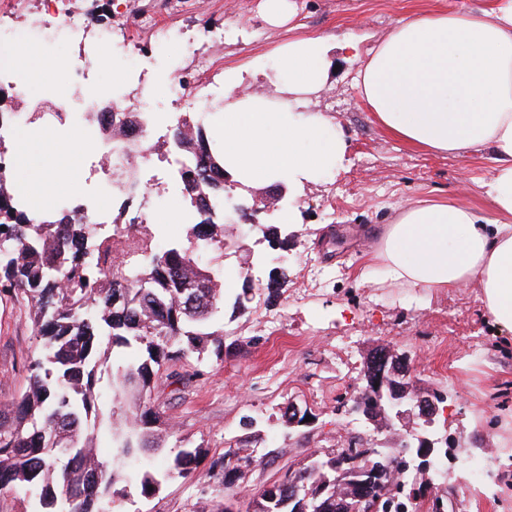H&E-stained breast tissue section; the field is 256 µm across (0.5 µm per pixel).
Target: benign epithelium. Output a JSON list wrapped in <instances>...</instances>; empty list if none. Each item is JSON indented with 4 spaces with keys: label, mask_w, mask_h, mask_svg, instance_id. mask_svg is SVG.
I'll return each instance as SVG.
<instances>
[{
    "label": "benign epithelium",
    "mask_w": 512,
    "mask_h": 512,
    "mask_svg": "<svg viewBox=\"0 0 512 512\" xmlns=\"http://www.w3.org/2000/svg\"><path fill=\"white\" fill-rule=\"evenodd\" d=\"M286 193V187L278 184L254 193L253 198L264 213L278 208ZM412 381L410 360L388 347H378L370 355V367L364 369L361 393L351 397L352 410L425 459L437 451L438 441L429 437L428 429L439 415L443 396L416 389Z\"/></svg>",
    "instance_id": "7a95c632"
}]
</instances>
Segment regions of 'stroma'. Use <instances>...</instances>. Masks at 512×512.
<instances>
[{
    "instance_id": "1",
    "label": "stroma",
    "mask_w": 512,
    "mask_h": 512,
    "mask_svg": "<svg viewBox=\"0 0 512 512\" xmlns=\"http://www.w3.org/2000/svg\"><path fill=\"white\" fill-rule=\"evenodd\" d=\"M258 2L71 0L78 11L111 17L116 45L149 43L154 21L185 31L189 48L155 54L140 77L123 86L127 102H136L176 71L189 77L190 97L206 98L223 87L225 69L238 68L248 86L260 89L276 106L285 103L288 82L277 49L289 39H356L366 50L409 15L469 9L483 0H296V15L282 28L262 19ZM42 10L43 0H0V29L26 33ZM218 29L224 32L222 49L209 70H200L191 48ZM29 48L26 71L56 81L66 78L69 63L79 55L75 43L47 48L33 42ZM328 62L334 69L330 94L311 97L301 110L330 119L346 149L337 169L289 196L298 222L288 230V278L271 301L262 288L267 272L252 269L259 256L271 252L266 232L269 225L280 224L278 210L239 224L236 236L227 238L222 258L203 252L224 283L227 302L243 293L245 308L225 311L218 319L224 331L222 357L175 360L156 376L148 397L163 410L170 428L156 435L155 449L135 462L152 470L167 465L182 448H206L212 459L229 447L254 448L252 467L229 496L238 512H246L254 495L314 451L340 448L353 438L389 447L391 439L376 433L345 402L356 393L372 349L386 343L415 364L417 388L444 392V412L434 431L437 437L459 441L458 449L443 459L420 512H429L436 495L446 497L448 512H512V346L486 322L478 288L434 292L369 283L362 277L379 235L401 206L443 200L490 213L481 184L490 178L492 163L481 152L459 160L416 151L390 137L356 87L361 59L334 50ZM98 137L95 131L84 135L64 129L46 136L21 127L14 138L27 141L28 152L16 166L18 186L33 194L36 179L61 161L68 174L52 186V202L86 192L81 168L92 158ZM187 206L161 174L133 202L163 245L186 242L189 227L175 218ZM248 273L258 282L250 291L244 282ZM39 347L23 301L0 293V403L26 387L28 365ZM185 372L191 373V381L176 382L175 374ZM292 404L307 411L308 422L286 423L283 414ZM487 451L494 463L488 485H466L460 478L464 454ZM220 499L215 484L200 473L171 478L150 497L131 492L116 509L201 512Z\"/></svg>"
}]
</instances>
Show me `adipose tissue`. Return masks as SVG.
Listing matches in <instances>:
<instances>
[{"mask_svg":"<svg viewBox=\"0 0 512 512\" xmlns=\"http://www.w3.org/2000/svg\"><path fill=\"white\" fill-rule=\"evenodd\" d=\"M326 54L320 36L280 47L290 99L279 110L244 93L239 69L225 70L224 165L241 183L300 189L342 157L345 144L326 119L295 112L325 87ZM357 85L380 127L406 146L459 158L484 151L493 163L483 184L492 215L444 202L400 207L373 271L428 291L477 283L486 319L512 332V0L399 21L369 50Z\"/></svg>","mask_w":512,"mask_h":512,"instance_id":"adipose-tissue-1","label":"adipose tissue"}]
</instances>
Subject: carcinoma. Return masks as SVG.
Instances as JSON below:
<instances>
[{"label": "carcinoma", "mask_w": 512, "mask_h": 512, "mask_svg": "<svg viewBox=\"0 0 512 512\" xmlns=\"http://www.w3.org/2000/svg\"><path fill=\"white\" fill-rule=\"evenodd\" d=\"M173 135L197 160L188 177L190 206L203 212L208 201L235 191L238 181L202 129L188 138L178 125ZM14 171V163H0V290L27 301L42 347L26 388L0 406V490L29 493L38 512H112L114 498L127 496V488L154 495L170 476L186 478L198 469L200 448L178 450L162 472L133 470L129 460L151 447L149 424H166L147 399L163 364L210 347L223 357L224 332L212 326L223 312L224 289L191 247L158 245L148 224L127 225V245L116 260L111 234L93 224L64 213L34 223L39 203L15 200ZM190 236L210 242L214 258L223 256L217 225L193 224ZM106 341L137 347L147 357L110 363ZM102 367L111 373L119 404L105 422L110 459L94 453L100 434L87 425L99 415L95 385ZM234 458L250 459L252 452L230 447L208 468L221 489ZM414 458L406 448H357L352 463L338 468L332 451L290 472L301 487L297 500L288 502L287 482H274L249 502L248 512H357L361 499L375 502L380 481L386 507L376 512H407L411 492L428 476V465Z\"/></svg>", "instance_id": "cac0c4a2"}]
</instances>
